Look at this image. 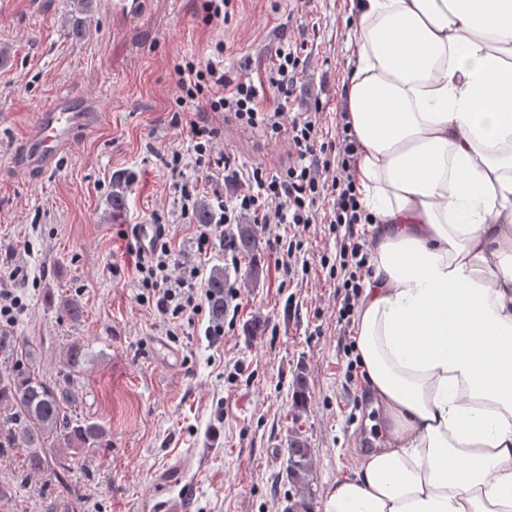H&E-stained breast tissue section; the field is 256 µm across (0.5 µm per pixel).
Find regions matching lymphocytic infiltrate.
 I'll return each instance as SVG.
<instances>
[{
	"mask_svg": "<svg viewBox=\"0 0 512 512\" xmlns=\"http://www.w3.org/2000/svg\"><path fill=\"white\" fill-rule=\"evenodd\" d=\"M302 46L280 45L257 86L249 73L228 75L224 70V46L216 44L213 56L194 58L175 68V122L187 141L186 148L171 147L164 164L179 195L182 213L195 209L203 190H210L216 221L203 225L193 240V256L178 260L170 242L162 241L140 256L136 265L139 299L164 323L167 335H176L185 319L197 313L208 294L202 287L199 258L213 247L224 249V258L237 262L225 226L251 217L256 224L309 225L326 221L337 231L335 261L342 276L336 284L337 321L347 326L372 274L360 225L373 223L364 210L354 177L359 144L350 120H343L332 140H324L318 112L286 115L303 63ZM277 99L275 108L260 105L261 89ZM209 112H227L239 125L272 138H284L290 146L288 166L275 172L255 167L237 169L231 156L214 154L217 131L206 120ZM206 170V179L188 176V168ZM234 171L243 184L232 198H225L220 173Z\"/></svg>",
	"mask_w": 512,
	"mask_h": 512,
	"instance_id": "obj_1",
	"label": "lymphocytic infiltrate"
}]
</instances>
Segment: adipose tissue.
Segmentation results:
<instances>
[{"instance_id": "obj_1", "label": "adipose tissue", "mask_w": 512, "mask_h": 512, "mask_svg": "<svg viewBox=\"0 0 512 512\" xmlns=\"http://www.w3.org/2000/svg\"><path fill=\"white\" fill-rule=\"evenodd\" d=\"M383 447L324 512H512V0H351Z\"/></svg>"}]
</instances>
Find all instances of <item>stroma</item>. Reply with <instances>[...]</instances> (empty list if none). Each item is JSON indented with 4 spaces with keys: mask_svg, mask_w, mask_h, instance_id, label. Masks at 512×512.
<instances>
[{
    "mask_svg": "<svg viewBox=\"0 0 512 512\" xmlns=\"http://www.w3.org/2000/svg\"><path fill=\"white\" fill-rule=\"evenodd\" d=\"M205 0H150L133 27L115 31L93 0L87 35L71 37L78 0H0V289L21 294L24 311L0 336L23 343L32 365L55 377L71 342L84 344L79 417L103 424L107 448L83 451L68 474L80 486L71 512H167L179 497L186 512H285L287 439L307 438L313 453L312 512H323L336 479L353 476L365 448L382 441L363 377L348 379L345 332L336 321V280L320 264L335 256L329 225L260 226L265 276L245 283L248 258L224 262L215 249L203 271L226 266L239 291L238 311L219 338L207 336L210 307L177 335H166L138 302L137 225L162 216L172 244L190 254L196 219L183 218L163 167L178 145L173 70L182 58L208 56L224 42V69L263 77L279 44L306 45L288 108L321 107L323 136L333 139L345 110V83L356 58L350 0H237L223 28L204 21ZM95 100L101 124L44 172L12 155L36 112L60 95ZM217 154L239 168L276 171L289 146L215 114ZM125 180L123 210L110 206L113 179ZM302 239L306 270L285 277L270 243ZM84 310L66 316L60 302ZM304 368L308 403L292 412V382ZM0 512H53L63 487L49 474L24 477L0 461Z\"/></svg>",
    "mask_w": 512,
    "mask_h": 512,
    "instance_id": "obj_1",
    "label": "stroma"
}]
</instances>
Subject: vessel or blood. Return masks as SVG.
Here are the masks:
<instances>
[{
	"label": "vessel or blood",
	"instance_id": "vessel-or-blood-1",
	"mask_svg": "<svg viewBox=\"0 0 512 512\" xmlns=\"http://www.w3.org/2000/svg\"><path fill=\"white\" fill-rule=\"evenodd\" d=\"M149 0H103L102 7L118 27L139 21ZM100 118L96 103L85 98L60 96L35 114L29 135L16 143L14 157L30 170L51 167L64 150L70 149L79 131L93 127Z\"/></svg>",
	"mask_w": 512,
	"mask_h": 512
}]
</instances>
